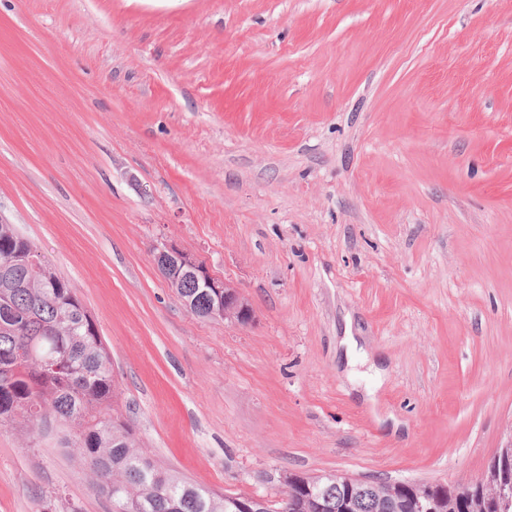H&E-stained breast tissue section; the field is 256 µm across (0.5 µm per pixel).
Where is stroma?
<instances>
[{"instance_id":"stroma-1","label":"stroma","mask_w":512,"mask_h":512,"mask_svg":"<svg viewBox=\"0 0 512 512\" xmlns=\"http://www.w3.org/2000/svg\"><path fill=\"white\" fill-rule=\"evenodd\" d=\"M0 221L191 481L476 479L512 426V0H0ZM163 244L252 321L187 310ZM0 512L112 504L0 426Z\"/></svg>"}]
</instances>
